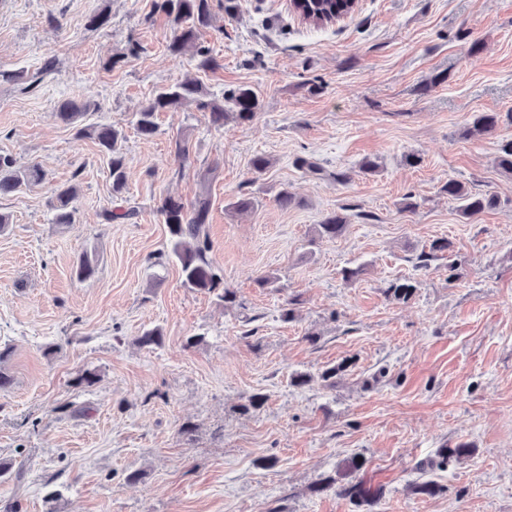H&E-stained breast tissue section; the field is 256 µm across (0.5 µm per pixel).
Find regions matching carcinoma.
<instances>
[{
    "mask_svg": "<svg viewBox=\"0 0 512 512\" xmlns=\"http://www.w3.org/2000/svg\"><path fill=\"white\" fill-rule=\"evenodd\" d=\"M354 8L355 5L348 3V0H309L307 6L293 4L296 13L317 26L334 22L354 12ZM154 9L164 14L170 24L168 48L172 55L182 54L186 46L191 45L195 48L197 69L205 72L220 67L217 59L200 42L204 29L211 22L209 0H154ZM188 100L197 102L201 110L209 113L210 122L214 126L224 125L230 114L241 123L250 122L259 110L258 96L249 86H238L224 92V97L216 99L210 97L199 82L182 80L158 92L138 112L137 132L144 137L154 135L157 131L156 113L176 108ZM90 109V101L83 96L75 97L59 104L58 115L64 123L74 125ZM499 119L496 112H478L462 128L460 136L465 140H481L497 126ZM77 133L80 136H92L97 141L101 152L108 159L112 194L122 193L126 189L125 158L119 145L123 139L122 132L112 125H99L91 129L80 127ZM44 177V171L37 164L17 169L10 158L0 156V194L17 192L43 181ZM442 191L449 198L460 201L461 214L467 219L478 216L496 204L495 195L473 194L456 179L448 180L442 186ZM74 196L75 189L72 186L56 190V223L72 222L69 203ZM208 210L209 200L204 193L190 207L173 197L164 198L159 206V212L168 228L170 253L180 264L184 284L190 288L211 292L217 288L219 281L207 257L210 251V242L205 233ZM345 226L346 218L333 212L318 225V235L321 238L334 239L342 234ZM417 288L416 280L399 278L390 283L387 293L394 299L405 302L415 295ZM468 453L470 448L465 443L453 448H441L438 450L435 467L443 470L448 466V458H460ZM340 494L357 503L372 506L380 499L382 492L367 486L360 479L350 480L342 485Z\"/></svg>",
    "mask_w": 512,
    "mask_h": 512,
    "instance_id": "carcinoma-1",
    "label": "carcinoma"
}]
</instances>
